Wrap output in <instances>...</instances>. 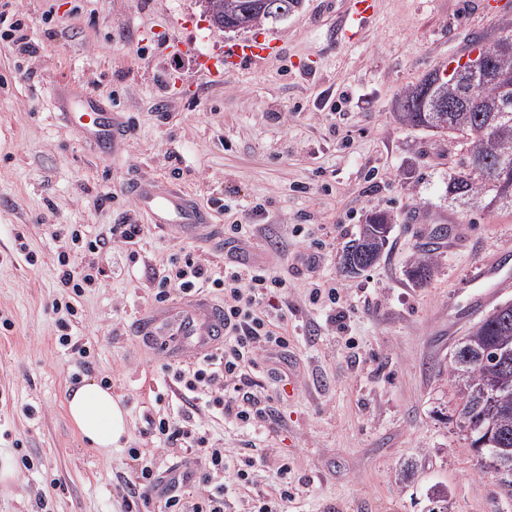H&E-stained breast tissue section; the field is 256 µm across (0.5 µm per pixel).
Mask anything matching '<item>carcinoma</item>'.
<instances>
[{"mask_svg":"<svg viewBox=\"0 0 512 512\" xmlns=\"http://www.w3.org/2000/svg\"><path fill=\"white\" fill-rule=\"evenodd\" d=\"M212 27L234 31L262 26L283 19L278 10L292 14L303 0H201ZM512 34L507 22L482 36L484 50L495 58L498 71L508 84L493 82L480 72L465 82L431 73L406 88L397 104L396 118L412 129H436L457 135L466 145V166L448 181V199L477 209L512 210V46L501 35ZM443 98L458 101L456 111L438 108ZM394 217L374 212L361 225V241L385 252ZM438 255L425 247L413 260L407 277L416 285L430 279ZM448 378L459 395L457 423L471 440L482 444L479 456L492 463L512 456V312L495 321L484 318L462 337L448 365Z\"/></svg>","mask_w":512,"mask_h":512,"instance_id":"carcinoma-1","label":"carcinoma"}]
</instances>
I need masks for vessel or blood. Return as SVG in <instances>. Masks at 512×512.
I'll return each instance as SVG.
<instances>
[{"label": "vessel or blood", "instance_id": "obj_1", "mask_svg": "<svg viewBox=\"0 0 512 512\" xmlns=\"http://www.w3.org/2000/svg\"><path fill=\"white\" fill-rule=\"evenodd\" d=\"M375 10L376 0H353L340 29L341 40L355 41ZM277 54L275 41L254 36L225 48L221 57L201 55L197 62L214 80L220 81L226 73L240 67H261ZM68 99L73 105V118L84 137L100 145L113 143L115 121L98 98L72 92ZM134 192L140 205L152 213L159 227L186 239L204 232L202 211L193 207L183 193L148 185L135 187ZM469 282L477 289L471 303L472 311L476 312L497 295L512 289V271L500 267L497 259L491 258L471 268ZM143 330L155 336L158 342L203 355L219 345L224 334V318L220 307L197 299L163 308L157 318L144 325Z\"/></svg>", "mask_w": 512, "mask_h": 512}]
</instances>
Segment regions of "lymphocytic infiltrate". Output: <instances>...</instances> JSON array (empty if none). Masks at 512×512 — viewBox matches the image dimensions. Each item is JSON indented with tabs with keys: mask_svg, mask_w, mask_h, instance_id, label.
Listing matches in <instances>:
<instances>
[{
	"mask_svg": "<svg viewBox=\"0 0 512 512\" xmlns=\"http://www.w3.org/2000/svg\"><path fill=\"white\" fill-rule=\"evenodd\" d=\"M155 299L163 303L171 294L192 296L214 289L224 294V342L214 352L197 358L191 369L170 364L168 370L178 385L183 405L171 419L149 421L153 437L167 446H178L204 461L208 469L225 475V482L209 490L203 501L192 502L179 495L164 498L163 512H226L229 488H247L253 479L248 470L226 460L224 451L210 444L197 423L193 410L200 396L225 418L246 425L262 421L256 392L248 388L259 358H267L276 383L287 386L289 375L288 334L284 319L272 318L270 311L285 280L270 268L246 266L239 260L225 262L223 270L208 268L192 257L172 261L170 267L152 276ZM134 478L123 497L126 512L140 501L146 502L159 487L160 477L150 455L131 454Z\"/></svg>",
	"mask_w": 512,
	"mask_h": 512,
	"instance_id": "obj_1",
	"label": "lymphocytic infiltrate"
}]
</instances>
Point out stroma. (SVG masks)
Masks as SVG:
<instances>
[{"instance_id":"stroma-1","label":"stroma","mask_w":512,"mask_h":512,"mask_svg":"<svg viewBox=\"0 0 512 512\" xmlns=\"http://www.w3.org/2000/svg\"><path fill=\"white\" fill-rule=\"evenodd\" d=\"M348 2L304 0L263 28L279 57L218 82L197 55L221 56L247 33L212 28L199 0H8L29 49L0 42V317L12 323L0 329V456L11 464L0 512H122L132 448L156 453L159 470H189L179 495L204 494L202 464L159 451L146 432L181 392L140 323L158 308L151 273L188 253L222 267L225 211L241 217L257 205L269 229L245 249L287 280L278 305L295 384L278 389L264 363L253 372L267 397L259 429L198 402V423L229 459H264L249 493H229L231 512L275 499L286 481L296 512H512L456 426L448 379L459 337L483 318L469 310L466 271L492 255L512 262V212L451 203L448 178L465 150L394 117L405 88L512 20V0H379L369 27L344 43L337 29ZM184 15L191 26L173 25ZM151 30L193 43L178 72L167 45L143 41ZM73 85L134 122L118 149L63 118L58 96ZM147 180L209 210L211 234L185 241L153 224L126 192ZM375 211L395 217L385 254L345 274L343 251ZM416 213L433 228L462 225L472 240L466 251L440 250L420 287L406 276L422 239ZM116 224L147 231L115 249ZM74 228L84 244L72 243ZM90 240L100 248L88 250ZM21 243L36 264L17 254ZM61 251L98 272L80 297L60 284ZM318 284L339 292L343 322L311 302ZM66 300L75 317L60 310ZM65 331L78 349L57 343ZM86 377L129 411L128 445L108 457L84 448L67 417L66 394Z\"/></svg>"}]
</instances>
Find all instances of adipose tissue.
Returning a JSON list of instances; mask_svg holds the SVG:
<instances>
[{
  "label": "adipose tissue",
  "mask_w": 512,
  "mask_h": 512,
  "mask_svg": "<svg viewBox=\"0 0 512 512\" xmlns=\"http://www.w3.org/2000/svg\"><path fill=\"white\" fill-rule=\"evenodd\" d=\"M66 408L86 447L108 454L122 446L129 432L128 411L111 388L84 381L68 394Z\"/></svg>",
  "instance_id": "adipose-tissue-1"
}]
</instances>
